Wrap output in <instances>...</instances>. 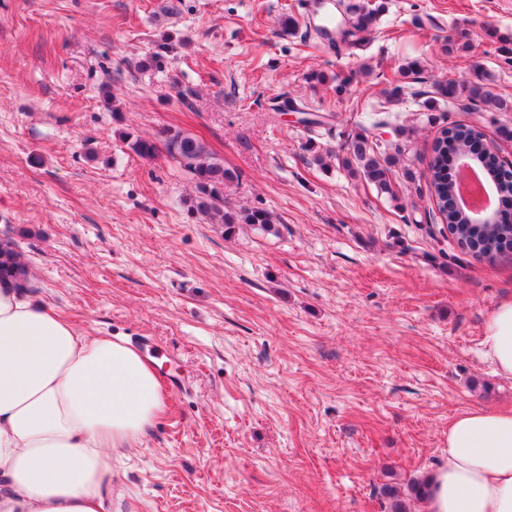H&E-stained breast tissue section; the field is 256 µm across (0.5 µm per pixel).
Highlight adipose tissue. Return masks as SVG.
<instances>
[{
	"label": "adipose tissue",
	"instance_id": "adipose-tissue-1",
	"mask_svg": "<svg viewBox=\"0 0 512 512\" xmlns=\"http://www.w3.org/2000/svg\"><path fill=\"white\" fill-rule=\"evenodd\" d=\"M482 347L511 378L512 298L490 315ZM162 405L138 350L0 288V512H112V453L138 443ZM446 454L424 512H512V410L455 418Z\"/></svg>",
	"mask_w": 512,
	"mask_h": 512
}]
</instances>
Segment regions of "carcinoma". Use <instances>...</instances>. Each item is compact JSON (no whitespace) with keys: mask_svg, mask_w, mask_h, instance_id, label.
<instances>
[{"mask_svg":"<svg viewBox=\"0 0 512 512\" xmlns=\"http://www.w3.org/2000/svg\"><path fill=\"white\" fill-rule=\"evenodd\" d=\"M382 6L367 8L363 4L347 7L350 30L354 36L373 25ZM433 94L448 100V107L473 108L485 106L499 112L512 111V100L493 94L477 75L471 80H445L435 85ZM486 134L482 127L470 125L443 126L432 147V156L427 166L426 186L442 223L454 236L457 246L476 257L486 258L506 249H512V224H471L467 214L457 201V175L448 172V151L467 154L472 162L486 165L480 146ZM129 148L140 157H152L158 152L170 159L192 176L194 196L189 209L209 218L214 224L224 225V235L235 233L237 226L249 224L263 230L274 225L271 213L263 208L237 210L224 202V184L235 179L234 171L224 167V161L213 154L206 144L181 129L169 128L157 141L135 138ZM396 157L384 149V140L357 131L348 137L345 166L352 175L360 176L373 184L377 190L396 198L392 166ZM9 282L17 288L25 286L26 269L9 241L0 243V282Z\"/></svg>","mask_w":512,"mask_h":512,"instance_id":"carcinoma-1","label":"carcinoma"}]
</instances>
